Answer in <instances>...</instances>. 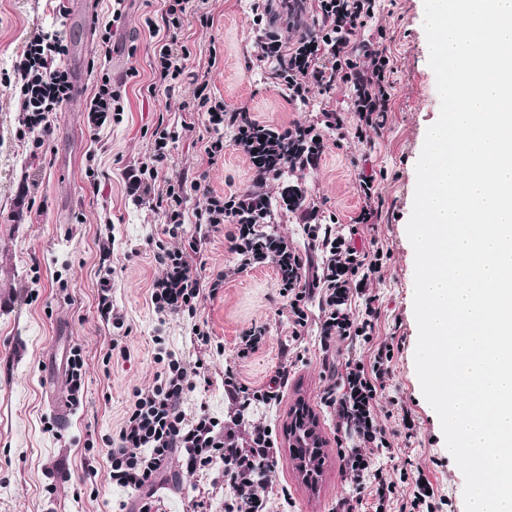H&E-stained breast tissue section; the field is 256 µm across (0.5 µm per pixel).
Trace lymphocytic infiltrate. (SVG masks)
Returning a JSON list of instances; mask_svg holds the SVG:
<instances>
[{
	"mask_svg": "<svg viewBox=\"0 0 512 512\" xmlns=\"http://www.w3.org/2000/svg\"><path fill=\"white\" fill-rule=\"evenodd\" d=\"M304 0H282L283 22H264L270 13L269 0H255L254 21L259 52L257 65L275 62L276 80L289 103L306 104L312 90L328 94L345 87L354 96L349 112L327 110L322 125L292 122L275 127V137L286 143V166L292 169L318 167L327 143L323 130L338 139L354 136L366 141L368 130L383 128L390 109L394 66L386 45L387 31L377 27L373 40L359 34L375 19L377 0H315L313 23H298ZM193 0H164L159 13L146 16L144 24L156 42L153 51V83L149 92L164 89L174 93L181 85L185 62L191 51L179 34ZM293 37H286V30ZM67 46L55 33L40 34L28 44L14 71L13 83L19 92L23 123L27 129L47 126L51 112L71 97V81L55 64ZM192 109L201 116L207 134L204 154L208 165L224 157V132L233 130V142L253 166L252 183L244 191L230 195L215 193L206 173L168 175L165 162L181 132L194 131V123L158 121L152 130L150 150L144 160L126 172L127 193L133 205L157 212L162 224L156 233L154 258L162 269L150 288V302L159 320L172 315L196 316L203 298H216L224 286L223 273H209L194 267L210 235L226 233L237 258L238 271L273 265L277 286L288 300V320L293 337H300L309 323L311 305L323 315L317 324L323 353L322 366L328 375L320 401L336 415L337 432L358 437L361 448H342L338 454L343 467L355 482L370 479L376 499L375 512H437L435 495L419 485L412 497L402 499L396 483L376 468L367 451L391 449L385 425L373 413L377 397L388 375L394 352L392 343L375 342L380 316L379 299L369 293L372 282L382 278L388 255L383 249L356 248L353 238L361 228L379 224L382 199L376 174H361L356 191L359 208L347 233L335 225L322 223L317 206L287 200L308 240L301 250L283 237L264 241L248 213L266 214V188L275 180L264 157L270 148L255 144L259 126L248 108L227 109L223 98L212 95L207 80L193 83ZM202 194L205 205L195 211V230L187 232L186 203ZM360 310H353V303ZM349 349L373 344L369 360L340 359L337 341ZM156 361L160 366L153 385L135 389L115 439L110 440L107 457L113 486L135 492L131 512H162L157 490L165 479L172 459H179L188 472L218 470L232 489L225 512H268V500L260 489L268 472L278 464L276 438L265 421L249 422L238 429L225 425L208 408L186 415L182 408L187 394L201 380V367L190 364L167 347L165 337L155 336ZM292 365L280 363L268 384L245 383L236 367L224 369V395L243 417L253 406L268 405L280 398L288 384Z\"/></svg>",
	"mask_w": 512,
	"mask_h": 512,
	"instance_id": "f902f5d3",
	"label": "lymphocytic infiltrate"
}]
</instances>
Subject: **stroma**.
I'll use <instances>...</instances> for the list:
<instances>
[{"instance_id": "35a3bbf8", "label": "stroma", "mask_w": 512, "mask_h": 512, "mask_svg": "<svg viewBox=\"0 0 512 512\" xmlns=\"http://www.w3.org/2000/svg\"><path fill=\"white\" fill-rule=\"evenodd\" d=\"M161 7L162 0H125L113 46L127 52L128 66L137 75L121 88V119L106 120L94 131L85 106L95 91L96 66L104 58L90 22L76 20L69 0H0V512H117L119 502L130 500V493L110 482L106 440L118 431L134 389L153 384L158 370L153 338L159 334L187 361H206L210 384L187 395L186 414L204 406L224 420L229 417L225 365L239 363L246 383L264 384L282 361L286 345L297 349L293 378L279 402L250 414L251 419L270 423L277 437L279 465L268 473L263 493L269 498V512H332L354 484L338 458L336 418L320 402L326 380L315 326L292 340L274 269L236 271V257L221 234L207 240L200 258L207 270H225L224 288L216 299L201 301L198 316L208 320L222 351L193 348L188 317L159 322L149 288L161 269L147 239L161 218L129 201L124 171L148 152L147 131L159 118L180 120L182 104L191 98L193 75H207L227 106L247 107L270 126L320 122L325 107L348 111L350 92L340 88L327 97L315 91L307 105L288 104L275 86L273 65H252L258 52L252 0H207L212 26H201L193 12L184 21L180 38L191 56L179 91L149 95L154 40L142 17ZM423 21V0H380L378 22L391 38L396 69L385 127L369 131L366 145L351 137L337 140L332 131H325L328 148L319 166L288 172L270 182L267 193L276 234L301 247L306 243L303 226L284 204L293 188H300L307 201L319 205L341 229L359 202V168L383 171L382 218L371 236L391 259L383 280L371 284L370 290L381 304L376 338L392 341L394 358L375 415L394 431L395 451L390 458L374 448L368 454L391 478L408 474L407 483L400 486L403 496H412L416 479H424L446 500L440 512H465L464 477L445 446L437 414L422 394L414 361L415 256L406 226L415 194V165L426 131L440 113ZM41 30L65 39L69 52L59 61L61 69L78 63L87 79L83 96L71 98L51 115L45 143L38 148L20 123L19 96L5 81ZM214 46L221 55L213 64L209 51ZM204 133L199 125L184 134L168 158L167 172H207L210 188L221 194L249 187L251 163L236 150L232 133H225L224 159L214 166L206 163ZM93 164L98 167L94 179L88 175ZM109 238L114 241L110 263L116 269L112 302L131 329L123 340L128 349L124 355L112 352V326L97 310L100 246ZM61 323L72 330L70 350L80 351L84 359L85 393L72 409L69 429L58 434L52 430L55 416L40 374ZM255 323L268 326L269 339L250 358L238 361L237 337ZM300 401L314 413L323 441L322 475L313 490L303 483L288 447L289 413ZM404 409L415 423L409 436L398 430ZM90 464L96 469L92 477L86 473ZM171 470L175 480L159 491L165 512H224L231 490L222 477L211 471L187 473L176 464Z\"/></svg>"}]
</instances>
